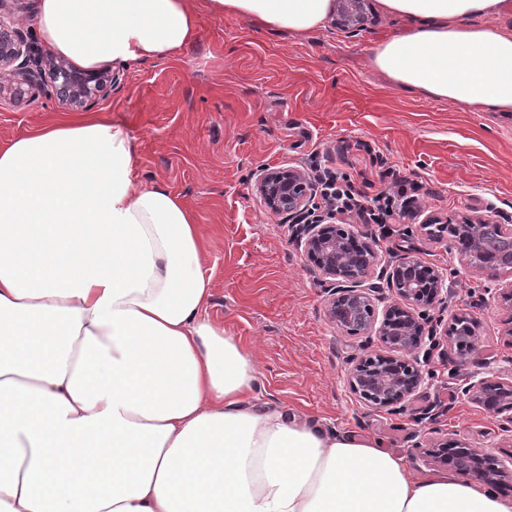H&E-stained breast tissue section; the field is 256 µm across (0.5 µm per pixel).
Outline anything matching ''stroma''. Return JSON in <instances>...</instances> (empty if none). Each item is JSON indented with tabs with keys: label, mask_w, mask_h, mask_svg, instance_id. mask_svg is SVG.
Segmentation results:
<instances>
[{
	"label": "stroma",
	"mask_w": 512,
	"mask_h": 512,
	"mask_svg": "<svg viewBox=\"0 0 512 512\" xmlns=\"http://www.w3.org/2000/svg\"><path fill=\"white\" fill-rule=\"evenodd\" d=\"M194 3L197 39L175 58L118 68L111 93L91 113L134 138L145 184L165 186L197 213L212 286L207 314L251 348L262 401L379 436L419 476L440 472L425 451L449 436L492 450L512 468V434L459 393L466 377L512 372V313L496 295L512 273L467 266L422 228L431 216L512 224V116L434 100L382 76L371 50L405 23L378 0H367L358 30L331 15L306 34L277 33L254 19L213 15L207 0ZM64 113L42 94L2 96L0 144ZM360 141L423 185L414 217L380 241L372 283L406 256L448 272L441 319L469 317L477 337L463 362L448 345L434 349L424 384L396 416L349 391L350 359L377 344L330 320L326 277L296 245L288 218L272 214L256 191L259 169L303 170L313 150L341 146L343 172L358 183L377 180L378 168L360 158Z\"/></svg>",
	"instance_id": "obj_1"
}]
</instances>
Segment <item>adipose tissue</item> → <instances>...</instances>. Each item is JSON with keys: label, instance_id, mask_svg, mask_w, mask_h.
Wrapping results in <instances>:
<instances>
[{"label": "adipose tissue", "instance_id": "ef3b65f1", "mask_svg": "<svg viewBox=\"0 0 512 512\" xmlns=\"http://www.w3.org/2000/svg\"><path fill=\"white\" fill-rule=\"evenodd\" d=\"M407 29L373 66L427 97L512 112L506 0H379ZM331 0H209L302 34ZM33 27L86 68L170 59L193 0H39ZM121 125L56 118L0 145V512H512L455 472L413 475L379 440L256 396L207 315L194 210L139 181Z\"/></svg>", "mask_w": 512, "mask_h": 512}]
</instances>
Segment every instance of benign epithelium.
<instances>
[{"mask_svg": "<svg viewBox=\"0 0 512 512\" xmlns=\"http://www.w3.org/2000/svg\"><path fill=\"white\" fill-rule=\"evenodd\" d=\"M9 0H0V95L27 88L55 98L69 110H89L112 91V69L87 71L69 61L41 52L23 28ZM365 0H338V22L356 28L365 20ZM267 209L292 218L303 215L314 198L305 174L295 168H264L256 183ZM297 245L307 259L331 279L329 317L342 329L374 333L383 353L351 358L349 390L372 409L398 412L402 403L425 383L419 351L434 333L426 330L429 311L448 298V275L415 257H402L385 271L386 288L395 300L380 294L381 287H364L378 263V240L362 233L347 236L338 224H301ZM430 273L431 288L423 296L406 288V278L419 269ZM383 304L375 324L376 304ZM468 399L503 418L502 431L512 433V377L468 379L461 387ZM435 457L458 474L512 494V473L481 448L450 437L434 450Z\"/></svg>", "mask_w": 512, "mask_h": 512, "instance_id": "7a95c632", "label": "benign epithelium"}]
</instances>
